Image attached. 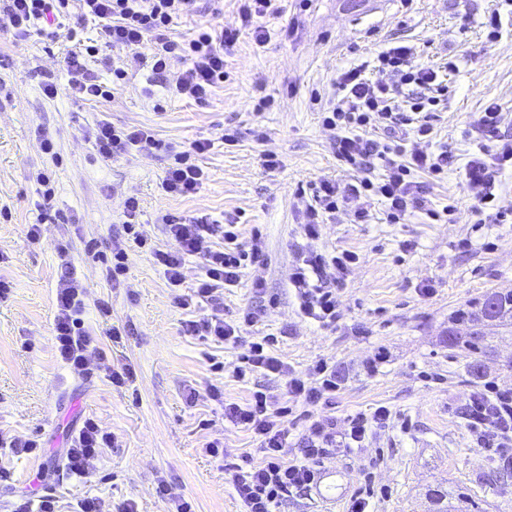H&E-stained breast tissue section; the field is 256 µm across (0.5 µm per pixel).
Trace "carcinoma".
<instances>
[{"label":"carcinoma","mask_w":512,"mask_h":512,"mask_svg":"<svg viewBox=\"0 0 512 512\" xmlns=\"http://www.w3.org/2000/svg\"><path fill=\"white\" fill-rule=\"evenodd\" d=\"M491 327L512 328L511 290L488 291L451 317L448 347L463 348L474 355L469 372L475 379L483 376L485 360L496 353L487 333V329Z\"/></svg>","instance_id":"carcinoma-1"}]
</instances>
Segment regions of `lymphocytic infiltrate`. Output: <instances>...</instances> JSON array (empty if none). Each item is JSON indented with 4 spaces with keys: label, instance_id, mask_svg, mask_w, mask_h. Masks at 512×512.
Wrapping results in <instances>:
<instances>
[{
    "label": "lymphocytic infiltrate",
    "instance_id": "lymphocytic-infiltrate-1",
    "mask_svg": "<svg viewBox=\"0 0 512 512\" xmlns=\"http://www.w3.org/2000/svg\"><path fill=\"white\" fill-rule=\"evenodd\" d=\"M196 2L0 0V12L8 18L17 39L42 31L49 18L69 16L74 4L82 17L98 19L101 44H78L61 60L69 77L66 90L76 99L107 101L124 86L125 67H112L111 78L106 82L85 67V58L98 53L104 44L129 49L132 61L138 63L151 58L154 70L160 72L170 70L172 63H180L182 69L173 72L170 90L202 103L213 88L223 83L224 54L236 43L240 28L228 27L217 35L204 28L189 37L175 35L178 20L194 13ZM367 69L360 65L339 74L336 101L325 109L323 118L324 125L341 130L335 143L336 157L357 177L344 190L330 180L319 183L313 204L305 209L302 231L307 244L289 275L300 313L326 325L335 323L340 316V291L357 256L351 252L329 256L315 249L324 219L343 213L354 223H370L371 203L377 200L384 206L387 223H406L427 208V189L417 181V174L437 178L455 162L451 151L427 148L433 135L434 110L448 99V86L439 70L418 66L413 47L406 45L387 48L377 55L371 69L378 72V79L369 78ZM408 85L417 86V94L403 95L402 89ZM502 122L500 106L489 104L474 123L480 143L461 167L463 184L471 199V215L478 224L483 223L486 209L495 207L501 176L512 168V139L501 136ZM87 138L96 154L105 160L153 150L164 152L169 164L160 188L166 195H192L203 185L204 171L198 158L209 150V140L186 145L166 143L157 139L150 128L117 126L105 118L88 129ZM377 160L384 161L385 168L374 177L370 168ZM139 214L138 199L127 198L122 212L126 239L113 244L107 276L115 280L127 276L129 251H149L167 284L187 289L177 298L180 308L190 314L183 322L185 335L205 342L245 345L241 363L233 369L235 377L259 372L285 383L282 394L259 390L247 403L224 406L225 421L250 431L259 440L262 453L259 462L247 460L228 466L230 483L243 512H280L288 497L317 486L325 459L338 451L362 454L374 436L393 428L395 418L384 405L371 413L342 419L324 415L323 410L332 406L338 387L333 367L320 360L307 373H295L271 350L270 337L244 340V328L254 326L260 319L254 309L243 310L235 320H225L224 291L239 283L247 267L263 264L259 243L244 246L236 225L218 223L205 214H165L160 222L170 244L164 249L151 247L139 229ZM57 258L52 323L57 356L77 376L101 375L117 387L132 384L136 374L131 366L115 367L104 348L95 342L86 322L87 287L71 262L67 246H58ZM190 262L198 264L200 275L188 286L183 270ZM296 410L305 425L294 441L288 424ZM465 419L476 447L512 469V390L499 388L493 381L485 382L482 389L471 393ZM113 444V434L95 421H84L66 450L67 470L76 476H87L90 460Z\"/></svg>",
    "mask_w": 512,
    "mask_h": 512
}]
</instances>
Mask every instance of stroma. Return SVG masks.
<instances>
[{
  "label": "stroma",
  "instance_id": "obj_1",
  "mask_svg": "<svg viewBox=\"0 0 512 512\" xmlns=\"http://www.w3.org/2000/svg\"><path fill=\"white\" fill-rule=\"evenodd\" d=\"M239 0H199L175 31H222L239 27ZM277 13L263 20L269 32L257 44L241 29L224 56L228 74L205 103L177 98L167 76L150 63L133 64L128 49L116 46L90 57L86 65L98 79L108 64L127 65L129 78L114 99L83 102L66 91L61 58L73 44L66 33L48 38L34 33L12 36L0 15V278L10 291L0 300V436L35 439L31 455L0 447V505L16 495L47 488L63 508L86 497L118 504L134 502L136 512H167L155 493L166 480L172 497L192 501L195 512H242L225 462L260 460L259 442L246 429L224 421V402L243 404L253 391L280 393V382L262 374L238 380L232 370L242 347L206 344L183 332L185 313L175 293L147 253L129 254L130 283L112 284L104 265L88 251L96 242L112 250L122 231L127 197L140 199L141 229L153 244H169L158 212L177 216L207 214L235 221L243 244L260 233L267 254L263 266L244 270L238 286L224 292V317L236 319L245 308L263 317L247 336H274L275 352L296 372L318 360L335 366L341 385L330 415L372 412L384 405L407 420L408 430H391L369 442L363 457L339 454L326 459L339 488L334 500L319 490L289 498L281 512H344L363 486L364 459L375 460L374 512H429L426 493L443 489L464 496L468 512H512V479L492 481L498 464L475 448L464 413L480 386L468 373L470 353L446 343L448 320L486 291L512 289V223L471 222L470 199L458 166L441 182H428L431 220L419 213L404 224L385 221L374 204L368 224L338 217L324 225L317 243L329 254L355 252L358 263L346 277L337 323L324 325L296 311L288 273L300 242L298 224L306 194L320 181L346 185L350 170L336 159L337 130L322 123L323 110L336 96L341 70L372 61L381 50L409 44L416 64L449 71L448 102L434 122L431 149L448 148L458 161L475 148L473 121L490 103L500 105L501 131L512 137V0H277ZM499 14L501 28L488 39L485 22ZM53 75L60 91L46 97L42 83ZM106 118L116 125L152 128L163 141L208 139L199 159L206 179L185 198L162 193L166 166L154 152L106 161L97 158L84 130ZM264 130L257 140L256 130ZM57 144V157L42 154L40 134ZM234 134L225 144V134ZM272 153L279 168L263 167ZM51 174L55 198L43 208L38 172ZM455 204L447 218L442 210ZM79 215L81 224L69 223ZM41 227L30 241L24 227ZM469 247H460V240ZM66 243L78 274L89 287V301L108 300L112 320L130 323L131 335L119 342L102 339L112 363L131 365L136 379L118 388L105 378L74 375L52 347L56 306V247ZM263 290H256V280ZM221 361L223 370L213 368ZM218 387L223 401L212 400ZM197 392L187 403L189 392ZM117 438L91 460L90 477L71 475L65 452L86 419ZM222 439L228 460L210 457L206 442Z\"/></svg>",
  "mask_w": 512,
  "mask_h": 512
}]
</instances>
